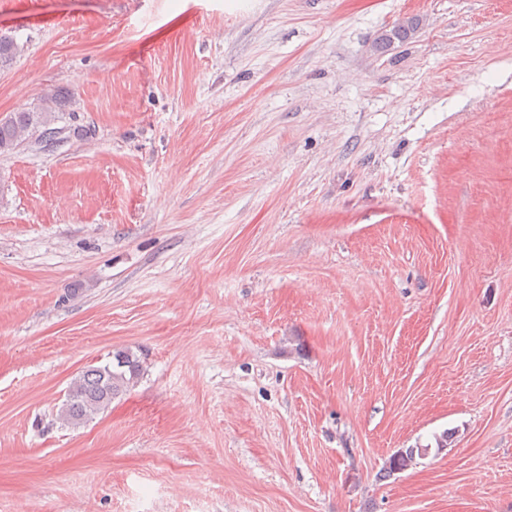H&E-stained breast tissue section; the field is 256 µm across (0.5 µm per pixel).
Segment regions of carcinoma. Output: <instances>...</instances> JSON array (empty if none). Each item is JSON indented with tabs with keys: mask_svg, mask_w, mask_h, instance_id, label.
<instances>
[{
	"mask_svg": "<svg viewBox=\"0 0 512 512\" xmlns=\"http://www.w3.org/2000/svg\"><path fill=\"white\" fill-rule=\"evenodd\" d=\"M419 27V19L411 17L383 33L380 47L411 39ZM22 51V46L12 36L0 34V68L9 66ZM60 96L50 92L43 96L39 105L30 110L15 112L0 120V155L7 154L24 143L31 135L41 132L55 133L56 109ZM143 374L141 357L129 350H118L112 361L101 366H90L70 383L65 403L60 408L58 420L62 425L76 428L105 412L112 401L122 396ZM429 446L402 448L386 462L387 473L405 471L417 464V459L428 454Z\"/></svg>",
	"mask_w": 512,
	"mask_h": 512,
	"instance_id": "cac0c4a2",
	"label": "carcinoma"
}]
</instances>
